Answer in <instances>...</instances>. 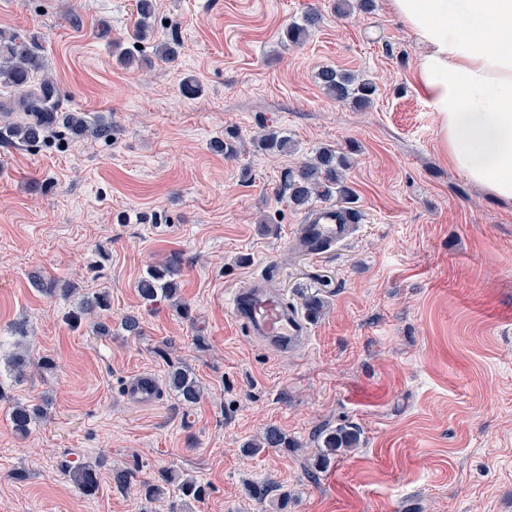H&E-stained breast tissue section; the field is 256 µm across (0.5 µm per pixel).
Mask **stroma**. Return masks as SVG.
Returning <instances> with one entry per match:
<instances>
[{"label":"stroma","instance_id":"35a3bbf8","mask_svg":"<svg viewBox=\"0 0 512 512\" xmlns=\"http://www.w3.org/2000/svg\"><path fill=\"white\" fill-rule=\"evenodd\" d=\"M154 4L139 38L136 0H0V32L38 57L31 87L51 82L66 111L113 126L108 141L57 124L36 145L0 143V345L21 323L32 359L54 363L19 382L0 369V512H512V201L444 161L412 80L421 47L389 0L347 16L335 0ZM310 8L321 23L288 42ZM172 38L167 63L155 49ZM326 66L376 82L372 107L331 99L316 79ZM188 77L198 95L183 94ZM228 130L230 158L211 148ZM269 130L295 152L256 149ZM325 146L352 153L359 223L349 243L299 254L307 213L280 188ZM175 253V300L145 304L138 279ZM269 264L299 311L324 304L302 353L232 317L234 292ZM67 281L71 295L43 291ZM98 291L110 309L72 327ZM129 315L141 335L123 329ZM181 366L202 388L192 406L168 385ZM143 373L158 399L127 403L125 382ZM17 402L45 409L24 437ZM340 425L360 431L358 447L316 467ZM271 426L294 447L251 451ZM79 462L99 467L94 495L68 476ZM165 470L205 497L144 499Z\"/></svg>","mask_w":512,"mask_h":512}]
</instances>
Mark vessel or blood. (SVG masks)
Here are the masks:
<instances>
[{"instance_id": "b4317fda", "label": "vessel or blood", "mask_w": 512, "mask_h": 512, "mask_svg": "<svg viewBox=\"0 0 512 512\" xmlns=\"http://www.w3.org/2000/svg\"><path fill=\"white\" fill-rule=\"evenodd\" d=\"M355 215L337 219L336 210L322 207L310 213L305 223L297 225L291 246L300 252H316L344 244L355 231ZM274 270L264 267L256 272L248 287L237 290L231 299L235 321L253 339L277 348L293 351L306 347L309 328L298 309L274 287ZM158 382L149 375H138L125 385L124 396L132 403H145L159 395Z\"/></svg>"}]
</instances>
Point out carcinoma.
I'll list each match as a JSON object with an SVG mask.
<instances>
[{
    "label": "carcinoma",
    "instance_id": "1",
    "mask_svg": "<svg viewBox=\"0 0 512 512\" xmlns=\"http://www.w3.org/2000/svg\"><path fill=\"white\" fill-rule=\"evenodd\" d=\"M320 20L321 16L318 12L312 10L305 12L301 23L288 25L286 29L288 41L293 44L302 42ZM36 66V57L27 46L17 41V37L14 36L8 41L0 39V82L22 91L23 101L26 102L25 117L1 126L0 138L34 145L45 137L48 128L56 122L62 123L75 136H84L89 132L97 139L107 140L112 137L110 122L99 120L90 125L80 113L64 112L53 119L37 111V94L29 89L30 74ZM317 79L329 97L339 103L349 104L359 111H364L371 106L377 92V87L372 81L360 78L346 70L326 67L318 72ZM257 147L265 151L287 152L293 148V142L276 131H270L257 139ZM347 169L348 159L345 154L336 152L332 147L321 148L312 159L286 173L284 187L288 193V200L298 209H307L317 201L326 203L333 199L338 204L352 203V194L344 177V171ZM180 266V255L174 254L169 262L148 268L137 283L140 297L151 303L160 296L168 298L175 295L177 283L174 281V276L178 274ZM109 307V294L105 291L97 292L82 301L77 318L92 315L98 310H106ZM16 333L19 339L14 343L13 349L0 358L9 374L16 379H22L26 376L27 370L32 367L43 371L53 369V363L49 360L37 362L32 359L24 343L23 328H16ZM168 382L184 404H195L200 400V386L189 371L180 367L172 369L168 375ZM40 413L41 408L37 404L15 403L10 413L13 430L20 436L27 435ZM358 441L359 435L344 428L328 433L324 438L321 462H326L342 449L356 446ZM258 447L290 448L292 443L278 429L270 427L264 432ZM68 473L80 493L92 495L98 489L97 470L93 466L80 465L69 469ZM160 480L159 484L153 482L142 484L144 497L152 499L162 495L163 485L173 482V474L163 472Z\"/></svg>",
    "mask_w": 512,
    "mask_h": 512
}]
</instances>
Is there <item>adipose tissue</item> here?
Returning <instances> with one entry per match:
<instances>
[{
	"instance_id": "1",
	"label": "adipose tissue",
	"mask_w": 512,
	"mask_h": 512,
	"mask_svg": "<svg viewBox=\"0 0 512 512\" xmlns=\"http://www.w3.org/2000/svg\"><path fill=\"white\" fill-rule=\"evenodd\" d=\"M390 9L424 48L414 79L445 160L512 200V0H390Z\"/></svg>"
}]
</instances>
